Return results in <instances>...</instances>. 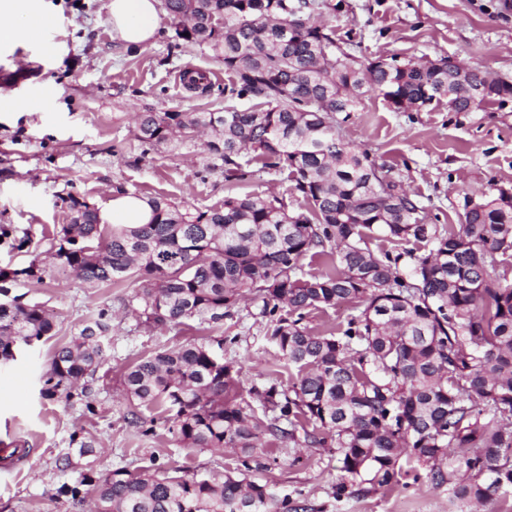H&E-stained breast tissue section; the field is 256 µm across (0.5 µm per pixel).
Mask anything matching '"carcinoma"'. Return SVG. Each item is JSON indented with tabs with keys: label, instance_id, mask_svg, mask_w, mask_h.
<instances>
[{
	"label": "carcinoma",
	"instance_id": "carcinoma-1",
	"mask_svg": "<svg viewBox=\"0 0 512 512\" xmlns=\"http://www.w3.org/2000/svg\"><path fill=\"white\" fill-rule=\"evenodd\" d=\"M163 8L176 38L224 61V110L140 112L135 138L151 148L205 135L208 158L227 181L245 177L238 158L251 152L261 168L287 174L302 202L291 208L257 192L200 210L144 197L148 223L108 226L98 207L71 196L69 223L55 228L48 254L88 288L126 285L127 306L147 328L219 326L241 301L259 299L270 339L298 374L286 385L251 388L259 414L224 362L222 339L140 358L123 375L129 423L142 424L141 407L164 406L183 446L238 449L241 476L218 483L153 465L106 474L83 467L57 495L79 503L93 492L96 512H293L288 498L252 479L268 470L272 443L336 449L343 491L391 489L406 463L422 468L432 486L448 487L449 503L460 509L507 501L512 281L503 268L512 258V193L478 198L455 228L425 224L419 200L340 129L369 92L396 112L444 99L455 112H474L512 96V84L471 69L470 91L462 93L446 58H357L314 21V13L336 9L328 0H163ZM181 76L188 90L211 91L207 72ZM242 99L256 104L240 110ZM374 235L430 249L376 255L367 243ZM309 254L329 260L330 269L306 276ZM405 256L406 279L399 273ZM44 272L37 253L24 267L0 270V280H40ZM345 302L358 309L345 328L321 335L303 323L310 312ZM54 331L43 305L0 301V364ZM109 332L101 314L59 349L42 395L78 399L95 412L93 383ZM70 445L77 452L55 459L61 472L94 448L75 435Z\"/></svg>",
	"mask_w": 512,
	"mask_h": 512
}]
</instances>
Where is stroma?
<instances>
[{"mask_svg": "<svg viewBox=\"0 0 512 512\" xmlns=\"http://www.w3.org/2000/svg\"><path fill=\"white\" fill-rule=\"evenodd\" d=\"M323 11L325 27L349 40L362 58L397 54L406 59L450 58L512 82V0H339ZM54 19L43 39L0 51V90L27 101L13 112L0 100V225L11 234L0 240V269L25 265L33 250L49 248L56 225L67 221L69 197H88L107 207L121 186L197 209L225 196L269 192L290 196L286 175L267 173L241 158L244 179L226 182L207 167L201 143L145 150L134 136L139 112H215L224 106V63L212 52L176 39L162 21L154 43L124 46L112 36L105 0H49ZM65 43L56 56L47 44ZM207 71L211 93L188 91L182 70ZM344 139L365 148L416 195L424 221L457 224L466 198L512 191V96L473 112H454L447 103L421 112H395L371 93L342 125ZM13 294L53 312L55 334L28 348L17 362L0 366V448L28 449L12 469L0 468V512H93L92 502L73 505L57 495L65 477L55 468L72 435L93 438L95 469L135 472L149 463L213 479L237 473L231 449L182 447L170 433L163 408H140L153 434L127 421L121 381L140 357L189 342L218 337L224 359L239 374L242 390L297 374L270 343L261 301L242 302L234 318L213 328L148 329L123 300L122 286L88 288L72 274L49 268L43 280H25ZM112 316V342L96 374L95 413L81 403L40 396L41 377L55 351L100 313ZM271 469L257 473L277 496L313 512H458L447 488L404 475L388 492L338 494L343 481L332 448H277Z\"/></svg>", "mask_w": 512, "mask_h": 512, "instance_id": "1", "label": "stroma"}]
</instances>
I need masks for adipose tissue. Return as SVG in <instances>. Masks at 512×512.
I'll use <instances>...</instances> for the list:
<instances>
[{
	"instance_id": "obj_1",
	"label": "adipose tissue",
	"mask_w": 512,
	"mask_h": 512,
	"mask_svg": "<svg viewBox=\"0 0 512 512\" xmlns=\"http://www.w3.org/2000/svg\"><path fill=\"white\" fill-rule=\"evenodd\" d=\"M160 0H105L112 33L125 46L148 45L160 28ZM50 24L44 0H0V48L26 45Z\"/></svg>"
}]
</instances>
